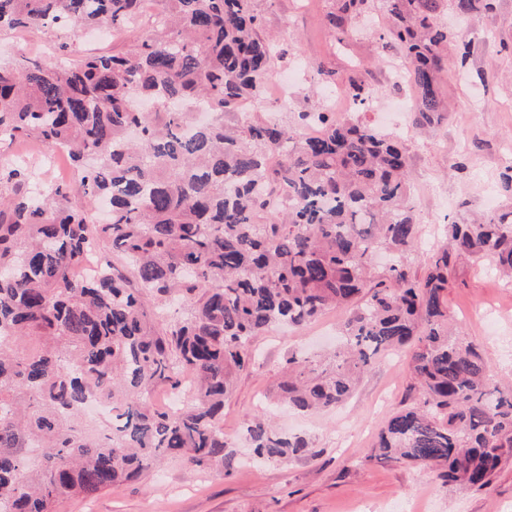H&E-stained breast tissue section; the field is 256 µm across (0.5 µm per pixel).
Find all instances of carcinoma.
I'll return each instance as SVG.
<instances>
[{"label": "carcinoma", "instance_id": "obj_1", "mask_svg": "<svg viewBox=\"0 0 512 512\" xmlns=\"http://www.w3.org/2000/svg\"><path fill=\"white\" fill-rule=\"evenodd\" d=\"M140 2L0 0V31L122 28L141 19ZM157 2L151 36L121 54L0 64V134L65 151L74 172L40 186L30 164L0 165V512H57L167 456L228 464L219 421L254 339L331 308L346 312L342 345L325 359L289 356L279 400L335 408L375 355L410 345L418 393L368 460L492 490L512 460V391L449 332L446 296L467 257L512 283V209L446 225L418 277L401 140L326 109L295 129L224 124L274 77L251 0ZM380 2L390 24L379 39L409 64L412 124L425 129L446 112L441 15L466 20L494 0ZM369 9L338 0L327 16L336 40ZM347 91L353 108L369 107L370 85L352 79ZM307 123L321 132L304 136ZM93 244L119 260L72 280ZM159 386L178 392L180 410L152 402ZM245 436L265 463L311 451L264 417Z\"/></svg>", "mask_w": 512, "mask_h": 512}]
</instances>
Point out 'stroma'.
<instances>
[{
    "label": "stroma",
    "mask_w": 512,
    "mask_h": 512,
    "mask_svg": "<svg viewBox=\"0 0 512 512\" xmlns=\"http://www.w3.org/2000/svg\"><path fill=\"white\" fill-rule=\"evenodd\" d=\"M265 35L274 39L276 73L295 61H309L301 79L288 89V106L277 109L269 95L247 103L255 120H276L295 126L303 112L324 107L314 66L332 70L339 85L361 79L379 94L360 119L385 133L400 135L411 170L409 205L419 226L410 256L417 274L440 239L444 224L486 213L483 181H497L504 168L502 152L512 145V0H495L493 12L469 24L452 14L441 22L448 29V55L462 48L471 54L462 67L442 79L448 107L444 120L426 133L416 132L406 113L382 119L377 112L389 88L381 79L388 57L379 39L387 18L372 9L353 19L344 42H336L326 21L336 0H252ZM66 49L39 30L0 32V62L19 55L73 61L91 51L122 52L126 36L106 42L91 33L69 30ZM448 312L458 331L478 345L495 383L512 390V288L505 287L487 261L459 265L448 289ZM342 309L325 312L307 327L272 328L254 342L253 359L224 403L221 425L230 455V469L199 468L182 460H165L145 476L79 497L61 512H512V465L500 472L487 493L465 492L442 484L425 470L368 461L367 456L387 419L407 404L409 350L376 356L356 392L341 408L319 412L278 411L276 429L298 434L312 444L314 456L268 464L255 461L244 439L248 423L260 415L276 388L289 354L310 353L331 344L343 320Z\"/></svg>",
    "instance_id": "1"
}]
</instances>
